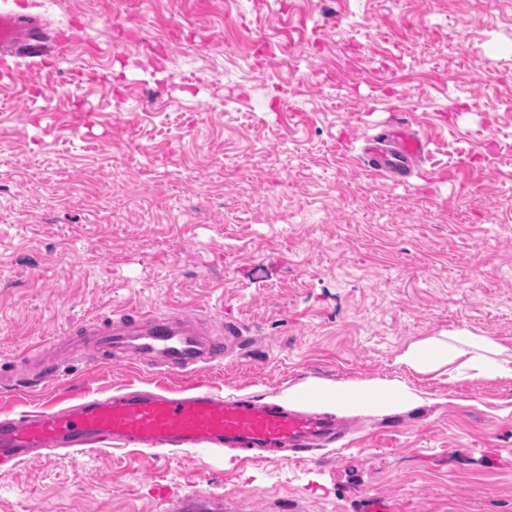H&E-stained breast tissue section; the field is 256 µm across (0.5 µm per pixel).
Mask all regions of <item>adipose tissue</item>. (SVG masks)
I'll use <instances>...</instances> for the list:
<instances>
[{
	"instance_id": "ef3b65f1",
	"label": "adipose tissue",
	"mask_w": 512,
	"mask_h": 512,
	"mask_svg": "<svg viewBox=\"0 0 512 512\" xmlns=\"http://www.w3.org/2000/svg\"><path fill=\"white\" fill-rule=\"evenodd\" d=\"M459 339L462 347L455 351L437 350L427 343L411 345L402 360L419 371H434L452 364L457 374L470 379L512 378V360L497 358L498 345L491 337L463 332ZM468 346L474 348V355L465 354Z\"/></svg>"
}]
</instances>
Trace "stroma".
I'll return each mask as SVG.
<instances>
[{
  "label": "stroma",
  "instance_id": "stroma-1",
  "mask_svg": "<svg viewBox=\"0 0 512 512\" xmlns=\"http://www.w3.org/2000/svg\"><path fill=\"white\" fill-rule=\"evenodd\" d=\"M60 36L0 53V411L154 387L134 353L20 357L130 306L244 325L196 378L355 420L312 460L41 451L0 512H512V378L403 362L467 330L512 358V0H28ZM430 140L394 186L359 157ZM417 404L355 395L372 380ZM348 406L290 398L305 383ZM429 144V140L410 127L393 124L367 140L361 164L372 175L396 185H407L428 157Z\"/></svg>",
  "mask_w": 512,
  "mask_h": 512
}]
</instances>
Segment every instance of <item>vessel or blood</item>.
Returning <instances> with one entry per match:
<instances>
[{"label": "vessel or blood", "instance_id": "vessel-or-blood-1", "mask_svg": "<svg viewBox=\"0 0 512 512\" xmlns=\"http://www.w3.org/2000/svg\"><path fill=\"white\" fill-rule=\"evenodd\" d=\"M48 43L37 15L0 9L1 51L38 57ZM429 153L426 138L397 123L368 139L361 164L370 174L405 185ZM77 333L80 354H93L96 364L132 348L148 374L179 375L185 384L175 391H119L47 414L14 417L1 412L0 468H16L38 448L78 451L107 439L127 448L163 447L173 453L205 445L246 454L286 448L305 460L313 448L342 440L352 429L351 423L324 414L248 397L226 398L195 381V370L223 364L233 347L245 344L239 322L225 323L223 337L205 338L197 320L139 307L91 320Z\"/></svg>", "mask_w": 512, "mask_h": 512}]
</instances>
